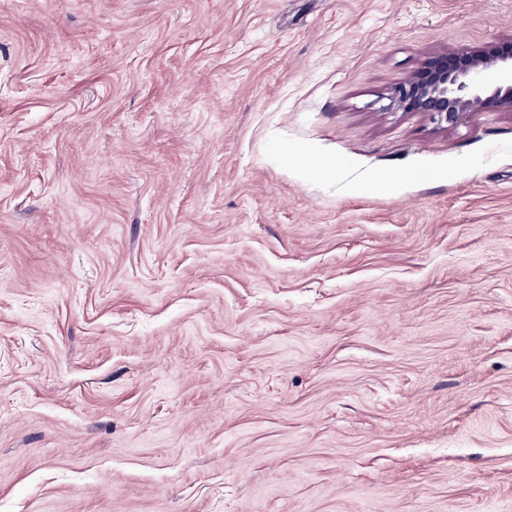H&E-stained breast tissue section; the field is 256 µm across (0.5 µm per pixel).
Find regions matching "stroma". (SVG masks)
I'll list each match as a JSON object with an SVG mask.
<instances>
[{
	"label": "stroma",
	"instance_id": "35a3bbf8",
	"mask_svg": "<svg viewBox=\"0 0 512 512\" xmlns=\"http://www.w3.org/2000/svg\"><path fill=\"white\" fill-rule=\"evenodd\" d=\"M510 41L512 0H0V512H512V111L389 106ZM424 175L425 173L419 170L410 169L399 173L369 176L349 184L347 189L354 193H360L368 189L393 193L398 191L404 182L420 179Z\"/></svg>",
	"mask_w": 512,
	"mask_h": 512
}]
</instances>
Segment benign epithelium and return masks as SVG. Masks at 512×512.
I'll return each instance as SVG.
<instances>
[{"instance_id": "benign-epithelium-1", "label": "benign epithelium", "mask_w": 512, "mask_h": 512, "mask_svg": "<svg viewBox=\"0 0 512 512\" xmlns=\"http://www.w3.org/2000/svg\"><path fill=\"white\" fill-rule=\"evenodd\" d=\"M390 106L427 112L447 123L480 109L512 110V42L431 58L415 76L393 88Z\"/></svg>"}]
</instances>
